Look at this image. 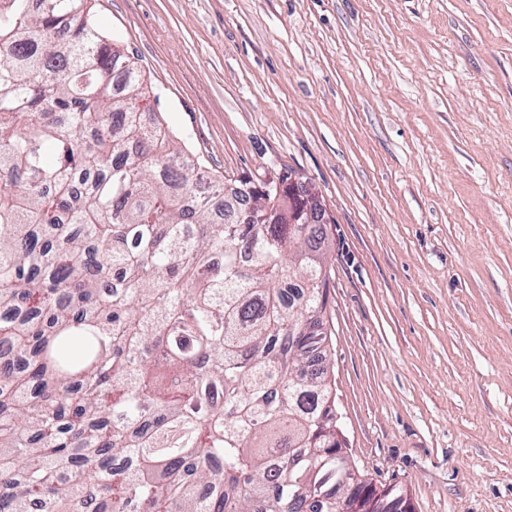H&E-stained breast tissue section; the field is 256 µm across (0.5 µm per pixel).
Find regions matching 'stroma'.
<instances>
[{
  "label": "stroma",
  "instance_id": "35a3bbf8",
  "mask_svg": "<svg viewBox=\"0 0 512 512\" xmlns=\"http://www.w3.org/2000/svg\"><path fill=\"white\" fill-rule=\"evenodd\" d=\"M231 184L322 197L350 460L413 512H512V0H95Z\"/></svg>",
  "mask_w": 512,
  "mask_h": 512
}]
</instances>
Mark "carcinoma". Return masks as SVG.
<instances>
[{
    "instance_id": "1",
    "label": "carcinoma",
    "mask_w": 512,
    "mask_h": 512,
    "mask_svg": "<svg viewBox=\"0 0 512 512\" xmlns=\"http://www.w3.org/2000/svg\"><path fill=\"white\" fill-rule=\"evenodd\" d=\"M90 2L0 0V512H370L307 336L324 225L286 173L275 224L198 197Z\"/></svg>"
}]
</instances>
